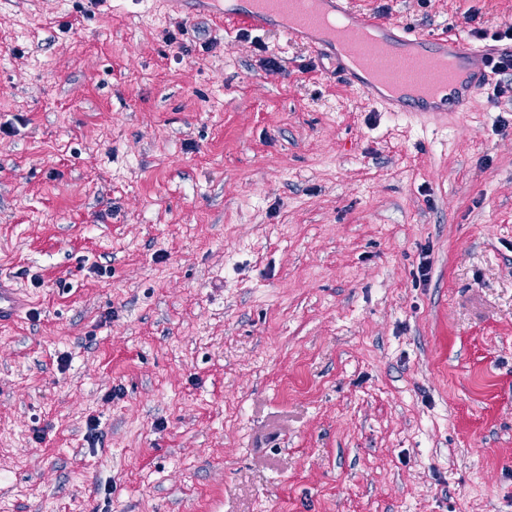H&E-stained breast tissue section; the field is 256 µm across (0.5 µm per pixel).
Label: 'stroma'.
<instances>
[{
  "mask_svg": "<svg viewBox=\"0 0 512 512\" xmlns=\"http://www.w3.org/2000/svg\"><path fill=\"white\" fill-rule=\"evenodd\" d=\"M0 277V512H512L511 98L437 125L192 2L0 0ZM24 300L20 297L16 288L6 285L0 280V324L10 323L19 317Z\"/></svg>",
  "mask_w": 512,
  "mask_h": 512,
  "instance_id": "stroma-1",
  "label": "stroma"
}]
</instances>
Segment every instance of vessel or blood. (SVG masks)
Masks as SVG:
<instances>
[{"label":"vessel or blood","mask_w":512,"mask_h":512,"mask_svg":"<svg viewBox=\"0 0 512 512\" xmlns=\"http://www.w3.org/2000/svg\"><path fill=\"white\" fill-rule=\"evenodd\" d=\"M324 2L335 16L373 32L385 44L418 57L425 65H433L444 57L454 59L452 72L441 76L438 88H431L422 78L417 82L416 92L391 93L363 77L361 70L339 51L334 40L317 34L312 18H302L294 26L283 24L289 0H249L247 8L233 4L221 8L220 14L225 20L251 31L280 25L289 43L307 45L319 58L332 56L338 80L359 89L373 104L388 112L417 110L435 122L444 121L448 113L467 111L472 101L484 94L490 78L486 63L502 51L498 45L463 43L457 35L447 31L433 33L408 23L382 20L374 12L357 9L353 0ZM23 305L17 289L0 280V324L15 321Z\"/></svg>","instance_id":"1"}]
</instances>
